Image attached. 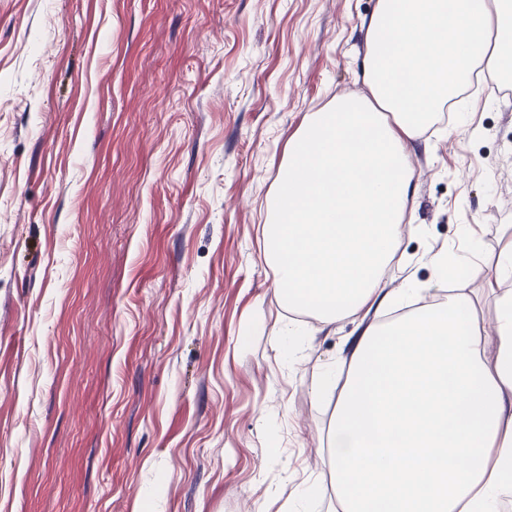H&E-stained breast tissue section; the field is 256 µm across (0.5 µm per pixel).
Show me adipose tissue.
I'll return each mask as SVG.
<instances>
[{"label": "adipose tissue", "mask_w": 512, "mask_h": 512, "mask_svg": "<svg viewBox=\"0 0 512 512\" xmlns=\"http://www.w3.org/2000/svg\"><path fill=\"white\" fill-rule=\"evenodd\" d=\"M362 95L288 143L264 254L289 309L370 322L333 424L334 512H503L512 501V235L487 278L496 316L459 291L474 263L427 255L446 292L392 320L385 274L415 196L410 149L478 74L512 81V0H376Z\"/></svg>", "instance_id": "adipose-tissue-1"}]
</instances>
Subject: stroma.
<instances>
[{"instance_id": "obj_1", "label": "stroma", "mask_w": 512, "mask_h": 512, "mask_svg": "<svg viewBox=\"0 0 512 512\" xmlns=\"http://www.w3.org/2000/svg\"><path fill=\"white\" fill-rule=\"evenodd\" d=\"M375 4L0 0V512H331L316 386L359 320L290 311L263 229ZM423 139L398 312L425 253L479 254L474 291L512 226L505 87Z\"/></svg>"}]
</instances>
